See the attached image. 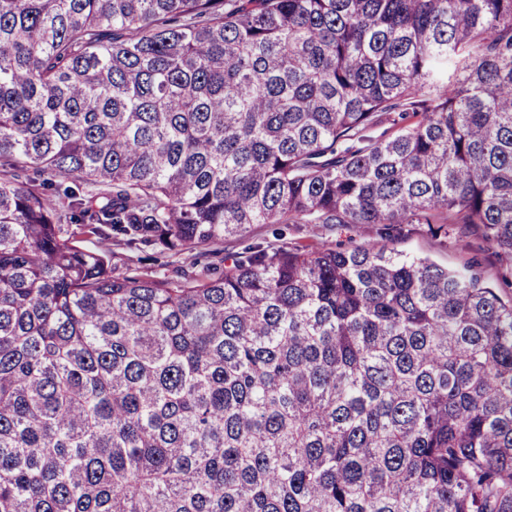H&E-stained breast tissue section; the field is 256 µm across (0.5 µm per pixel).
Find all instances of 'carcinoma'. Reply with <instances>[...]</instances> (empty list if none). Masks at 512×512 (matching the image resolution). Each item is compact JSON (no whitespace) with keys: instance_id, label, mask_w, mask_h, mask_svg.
I'll use <instances>...</instances> for the list:
<instances>
[{"instance_id":"cac0c4a2","label":"carcinoma","mask_w":512,"mask_h":512,"mask_svg":"<svg viewBox=\"0 0 512 512\" xmlns=\"http://www.w3.org/2000/svg\"><path fill=\"white\" fill-rule=\"evenodd\" d=\"M257 224L512 287V0H0V512H512V295ZM275 228L283 230V236L279 241H276L271 233ZM406 228L410 230L403 236L386 241L376 234L375 228L357 231L350 226L336 225L332 231H327L322 224H275L266 226L269 231L267 234L264 232L265 236L248 233L238 241L236 248L241 251L249 245L263 242V237L266 241L278 245L287 243L288 247L295 244L315 246L322 241H329L337 248L345 249L374 241L413 255L430 256L437 264L454 269L462 268L467 262L477 259L483 276L491 282L497 281L499 264L482 248L481 241L475 237H434L425 224H413ZM115 251L118 255L117 258L114 259V262H128L132 266H139L149 272L153 271L154 273L174 276L177 267L180 265L170 254L160 253L159 250L153 251L151 249H145V251L140 252L118 247ZM139 257H142L143 261L139 262Z\"/></svg>"}]
</instances>
